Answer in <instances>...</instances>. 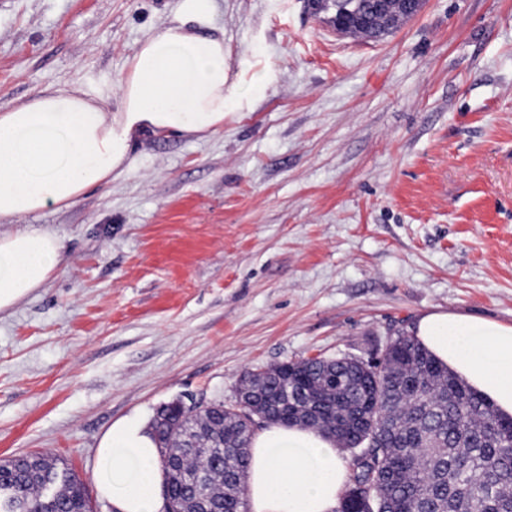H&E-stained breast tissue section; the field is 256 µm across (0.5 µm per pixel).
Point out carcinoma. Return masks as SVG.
Returning <instances> with one entry per match:
<instances>
[{
	"label": "carcinoma",
	"instance_id": "obj_1",
	"mask_svg": "<svg viewBox=\"0 0 512 512\" xmlns=\"http://www.w3.org/2000/svg\"><path fill=\"white\" fill-rule=\"evenodd\" d=\"M338 32L378 39L421 8L390 11L382 0H309ZM235 404L204 402L184 411L164 405L150 424L163 468V492L175 512L205 504L248 512L245 481L255 426L289 407L336 427L350 457L348 490L359 487L373 512H512V417L438 362L407 332L396 334L383 365L334 358L287 361L243 379ZM26 466L0 461V488H16L0 512H90L83 483L59 459L31 453ZM54 481L55 495H42Z\"/></svg>",
	"mask_w": 512,
	"mask_h": 512
}]
</instances>
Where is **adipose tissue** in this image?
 <instances>
[{
    "mask_svg": "<svg viewBox=\"0 0 512 512\" xmlns=\"http://www.w3.org/2000/svg\"><path fill=\"white\" fill-rule=\"evenodd\" d=\"M214 0H180L174 21L138 45L117 81L114 109L78 90L46 89L0 105V222L74 204L130 166L146 135L190 136L223 127L224 40L204 36ZM63 244L47 231L0 232V313L43 285ZM411 333L498 412L512 417V325L444 311L421 314ZM248 512H335L351 469L335 444L297 426L255 431ZM95 476L112 512H162L163 472L139 414L113 422L99 441Z\"/></svg>",
    "mask_w": 512,
    "mask_h": 512,
    "instance_id": "adipose-tissue-1",
    "label": "adipose tissue"
}]
</instances>
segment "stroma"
I'll return each mask as SVG.
<instances>
[{
	"instance_id": "obj_1",
	"label": "stroma",
	"mask_w": 512,
	"mask_h": 512,
	"mask_svg": "<svg viewBox=\"0 0 512 512\" xmlns=\"http://www.w3.org/2000/svg\"><path fill=\"white\" fill-rule=\"evenodd\" d=\"M177 4L0 0V104L73 87L111 107ZM215 4L223 128L146 137L120 178L19 222L64 249L0 314V459L52 454L94 512L118 418L371 357L430 311L512 324V0H424L377 40L307 0Z\"/></svg>"
}]
</instances>
